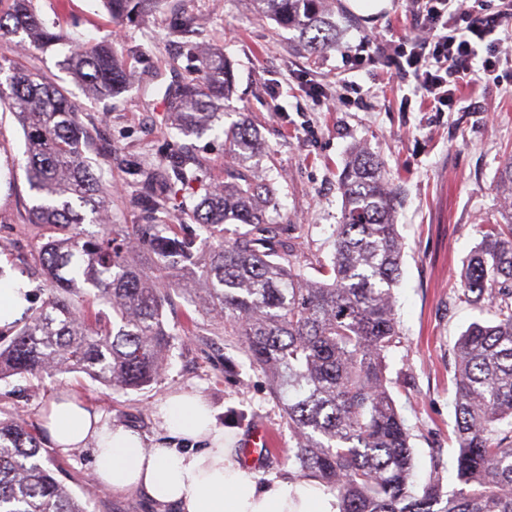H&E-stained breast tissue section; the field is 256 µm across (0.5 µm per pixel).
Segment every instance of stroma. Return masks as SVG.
I'll list each match as a JSON object with an SVG mask.
<instances>
[{"instance_id":"stroma-1","label":"stroma","mask_w":512,"mask_h":512,"mask_svg":"<svg viewBox=\"0 0 512 512\" xmlns=\"http://www.w3.org/2000/svg\"><path fill=\"white\" fill-rule=\"evenodd\" d=\"M161 0L142 22L120 23L100 9V0H34L38 11L85 40H111L128 56L131 80L119 94L91 98L60 68L66 49L16 48V37L0 39L6 57L54 78L79 109L94 121L92 153L112 154L101 177L112 191V221L138 223L152 193L140 167L171 153L167 88L199 65L190 47L202 43L223 52L235 83L224 106V124L247 116L258 148L250 160L276 192L265 218L289 225L297 268L320 279L331 265L333 231L342 213L340 178L352 151L378 158L398 192L397 231L402 239L401 278L394 288L401 342L390 350L389 392L412 435L419 479L433 463L444 467V485L455 488L457 443L453 347L472 322H492L494 309L456 298L461 268L495 223L503 201L495 180L505 153L512 151V89L492 80L462 89L452 110L423 111L414 80L378 57L349 68L348 54L361 40L399 41L418 30L407 0H391L378 17L366 19L336 10V47L305 55L296 31L259 17L253 0ZM199 161L203 183L178 192L171 214L193 209L206 190L224 182L227 154L223 136L213 132L182 138ZM23 131L10 113L0 111V262L22 272L32 286V308L48 296L36 246L41 231L28 221L34 203L23 175H11L24 162ZM193 315L192 334L174 342L160 377L144 388L116 391L81 373L13 376L0 380V420H15L38 436L42 456L60 468V478L89 512H177L159 507L139 492L118 490L92 476L91 448L63 454L42 427L43 411L67 389L112 423L140 432L146 447L168 440L156 410L172 393L201 394L216 419L235 436L237 460L258 482L296 476L295 442L267 375L251 367L236 337L225 335L220 318L196 311L188 294H171L163 308L168 326ZM275 432L278 448L253 459L245 443L257 426Z\"/></svg>"}]
</instances>
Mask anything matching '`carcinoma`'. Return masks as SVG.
Returning a JSON list of instances; mask_svg holds the SVG:
<instances>
[{
  "label": "carcinoma",
  "instance_id": "1",
  "mask_svg": "<svg viewBox=\"0 0 512 512\" xmlns=\"http://www.w3.org/2000/svg\"><path fill=\"white\" fill-rule=\"evenodd\" d=\"M263 15L299 32L309 55L336 46L328 0H256ZM114 20L149 15L159 0H101ZM24 33L40 48L64 40L33 0H9L0 36ZM200 75L169 89L178 134L219 127L231 80L224 55L202 51ZM89 93L109 97L127 81L112 47L72 46L61 63ZM0 108L21 124L24 177L36 204L29 222L42 227L39 247L49 296L0 336V380L17 374L78 372L114 390L137 389L162 372L173 340L162 310L165 289L198 282L194 303L224 319L250 362L268 372L296 439L300 478L336 497V512H512V154L498 169L504 208L486 225L460 272L458 300L497 310L493 324L474 322L454 354L459 488L448 492L439 467L422 485L405 427L388 390L386 353L400 339L394 287L402 244L396 191L381 162L355 152L340 182L343 210L335 228L329 279H307L293 261L288 227L265 222L275 190L248 164L254 143L246 117L224 130L233 167L224 185L188 214L196 230L157 216L174 186L202 180L184 147L169 163L140 169L159 191L142 224L110 223L109 194L83 146L92 140L76 103L52 79L9 66ZM99 231L82 228L85 220ZM248 229L224 241V224ZM102 309L93 312L90 305ZM0 512H88L17 421H0Z\"/></svg>",
  "mask_w": 512,
  "mask_h": 512
}]
</instances>
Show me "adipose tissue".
I'll list each match as a JSON object with an SVG mask.
<instances>
[{
  "label": "adipose tissue",
  "mask_w": 512,
  "mask_h": 512,
  "mask_svg": "<svg viewBox=\"0 0 512 512\" xmlns=\"http://www.w3.org/2000/svg\"><path fill=\"white\" fill-rule=\"evenodd\" d=\"M31 292L20 273L11 271L0 279V330L23 317ZM160 416L171 436L199 442V449L144 448L133 430L104 420L67 391L51 402L44 428L60 451L92 446L95 480L144 492L153 502L177 505L181 512H336L335 497L315 483H258L233 460L223 427L200 395L171 394Z\"/></svg>",
  "instance_id": "adipose-tissue-1"
}]
</instances>
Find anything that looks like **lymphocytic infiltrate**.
<instances>
[{
	"label": "lymphocytic infiltrate",
	"instance_id": "obj_1",
	"mask_svg": "<svg viewBox=\"0 0 512 512\" xmlns=\"http://www.w3.org/2000/svg\"><path fill=\"white\" fill-rule=\"evenodd\" d=\"M410 8L425 37H407L392 48L364 40L354 65L390 54L398 73L412 74L415 93L435 112L453 108L460 88L489 72L503 67L512 74V55L499 49L500 42L512 40V0H500L493 12L484 0H470L461 12L450 0H410Z\"/></svg>",
	"mask_w": 512,
	"mask_h": 512
}]
</instances>
